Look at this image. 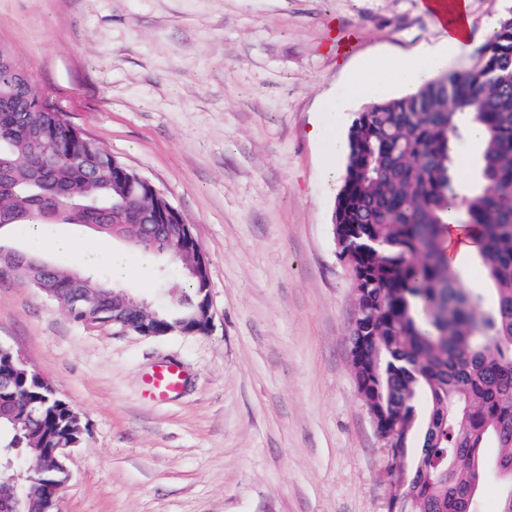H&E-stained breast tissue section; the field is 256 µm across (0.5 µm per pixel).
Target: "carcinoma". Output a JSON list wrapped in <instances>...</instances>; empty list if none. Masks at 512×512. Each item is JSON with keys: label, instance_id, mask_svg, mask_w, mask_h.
I'll list each match as a JSON object with an SVG mask.
<instances>
[{"label": "carcinoma", "instance_id": "carcinoma-1", "mask_svg": "<svg viewBox=\"0 0 512 512\" xmlns=\"http://www.w3.org/2000/svg\"><path fill=\"white\" fill-rule=\"evenodd\" d=\"M486 137L466 191L458 164L470 131ZM343 182L332 234L353 249L357 332L352 358L369 411L396 429L408 469L407 512H480L473 485L492 475L505 492L496 512H512V6L479 51L475 67L446 72L413 94L365 105L347 132ZM115 157L41 101L29 79L0 74V227L73 224L148 255L169 256L167 236L146 239L167 197H148L135 172L112 171ZM469 226L481 243L477 277L492 291L466 288L448 267L444 227ZM181 281L156 320L166 335L196 313L199 277L187 262L197 246L180 241ZM13 267L66 306L75 278L116 292L105 278L0 248ZM0 483L13 481L29 512L20 450L79 444L69 403L0 357ZM494 442L489 461L482 448Z\"/></svg>", "mask_w": 512, "mask_h": 512}]
</instances>
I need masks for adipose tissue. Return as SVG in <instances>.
Here are the masks:
<instances>
[{
  "instance_id": "obj_1",
  "label": "adipose tissue",
  "mask_w": 512,
  "mask_h": 512,
  "mask_svg": "<svg viewBox=\"0 0 512 512\" xmlns=\"http://www.w3.org/2000/svg\"><path fill=\"white\" fill-rule=\"evenodd\" d=\"M422 9L434 18L438 40L420 43L408 57L392 60L385 68L368 70L365 79L350 82L345 91L347 97H380L393 87L410 94L444 70L459 64L474 26L469 0H424ZM27 231L34 238L46 239L53 251L70 255L76 267L108 266L116 281L129 275L126 255L113 250L112 246L70 235L49 237L40 224L29 225Z\"/></svg>"
}]
</instances>
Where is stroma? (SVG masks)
Returning a JSON list of instances; mask_svg holds the SVG:
<instances>
[{"label":"stroma","instance_id":"obj_1","mask_svg":"<svg viewBox=\"0 0 512 512\" xmlns=\"http://www.w3.org/2000/svg\"><path fill=\"white\" fill-rule=\"evenodd\" d=\"M421 3L0 0V46L40 97L157 186L208 260L211 322L194 334L85 325L0 277V344L82 420L64 512H391L328 186L361 109L337 87L436 38ZM470 6L466 68L512 0ZM112 247L131 257L121 290L163 305L178 265ZM168 362L182 387L159 402L147 378Z\"/></svg>","mask_w":512,"mask_h":512}]
</instances>
